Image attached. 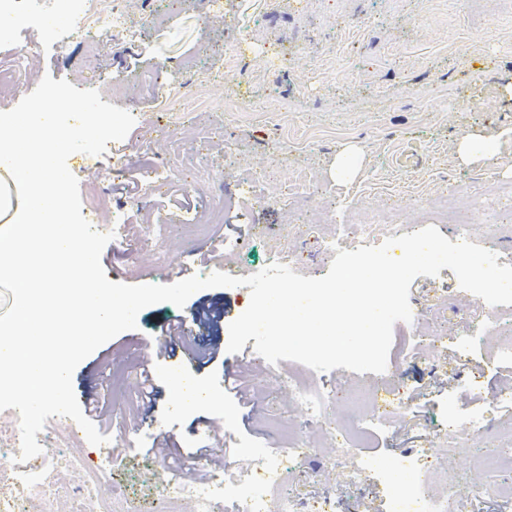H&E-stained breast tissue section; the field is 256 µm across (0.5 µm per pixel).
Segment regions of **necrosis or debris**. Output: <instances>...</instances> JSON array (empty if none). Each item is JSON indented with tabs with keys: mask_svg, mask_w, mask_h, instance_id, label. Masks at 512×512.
<instances>
[{
	"mask_svg": "<svg viewBox=\"0 0 512 512\" xmlns=\"http://www.w3.org/2000/svg\"><path fill=\"white\" fill-rule=\"evenodd\" d=\"M72 26L78 31L121 34L136 38V30L129 25L125 11L115 0H81L80 8L70 13ZM360 221L355 226L348 245L370 246L382 242L386 237L396 235L397 212L388 209L379 213L371 212L367 206L359 208ZM351 411L340 422L334 423L336 441L335 462L342 466L350 484L362 486L371 471L385 475L390 471L388 462L372 466L360 453L368 443V434L373 426L385 423L392 416L404 412L408 399L401 387L384 385L382 393H348ZM288 439L286 447L260 456L253 468L247 471L236 469L233 463H226L224 475L195 484L179 481L170 485L172 501H190L194 512H214L219 499L229 496L237 498L243 505L242 512H331L327 501L302 502L296 497L281 494L280 487L288 458L299 455L297 431L284 432ZM427 464L421 458H408L404 473L408 483L406 497H393L392 512H404L402 501L410 499L411 512H470L473 498L479 497L481 487H474L470 493L457 490L446 469L436 468L437 482H430L424 476Z\"/></svg>",
	"mask_w": 512,
	"mask_h": 512,
	"instance_id": "necrosis-or-debris-1",
	"label": "necrosis or debris"
}]
</instances>
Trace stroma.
I'll return each mask as SVG.
<instances>
[{
    "label": "stroma",
    "instance_id": "1",
    "mask_svg": "<svg viewBox=\"0 0 512 512\" xmlns=\"http://www.w3.org/2000/svg\"><path fill=\"white\" fill-rule=\"evenodd\" d=\"M121 2L130 25L141 32L137 40L116 35L102 45L69 24L48 32L42 18L23 17L11 41L0 43L5 68L14 65L21 48L34 49L16 85L0 93V110L14 107L49 75L97 89L102 101L135 118L124 140L70 166L83 211H90L96 197L107 205L93 221L98 231L115 233L102 252L105 272L120 268L127 284H156L164 271L179 267L198 275L219 270L245 277L267 267L270 245L286 232L293 271L321 277L347 234L349 210L364 201L379 209L394 206L399 234L432 224L450 241L468 239L496 251L499 264H512V234L494 231L495 224L512 222V212L496 204L499 186L512 183V97L505 91L512 82V0H223L219 14L207 0ZM158 9L169 12L161 31L148 27ZM237 43L243 48L238 69L211 82L204 106L175 117L171 101L195 91L185 58L205 68ZM153 72L162 88L145 83ZM233 96L258 103L259 111H225ZM471 135L498 138L495 162L461 158L458 144ZM347 145L359 147L363 161L353 179L339 183L330 170ZM145 157L160 173L187 166L207 178L176 179L166 193L145 196ZM297 170L308 185L305 202L295 205L286 195ZM217 189L251 199L211 225L209 236H198L194 228ZM442 195L477 211L481 225L440 222L433 204ZM208 303L223 306L226 325L206 339L218 346V358L194 367L179 341L163 340L162 330ZM249 303L248 288L218 287L196 292L181 308L169 302L144 308L136 329L105 343L72 376L77 399L93 393L106 401V414L94 424L109 444L90 445L71 419L49 417L37 435L44 451L34 462L56 484L50 500L36 497L29 476L15 463L18 444L0 447V471L19 474L25 485L14 508L0 512H74L84 495L80 473L101 464L106 472L95 489L99 501L125 499L139 512H158L169 496V481L177 477L176 458L219 441L225 458L246 468L282 448L279 429L289 424L301 428L310 449L290 461L283 492L332 500L334 512H390L384 484L371 478L359 490L333 471L316 418L284 385L295 362L248 365L250 342L244 353H228L227 325ZM410 305L412 322H396L395 334L418 325L436 328L442 339L436 348L389 359L386 375L404 387L409 405L404 415L375 426L364 454L374 464H398L423 452L446 456L463 485L484 488L473 512H512V498L492 491L512 482V471L481 477L469 465L472 453L512 440L506 430L512 404L488 414L485 432L457 438L452 452L443 453L440 441L449 419L486 414L471 383L488 393L512 392V360L497 359L496 334L469 344L482 317L451 269L417 277ZM228 362L243 365L254 411L225 392ZM145 368L159 386L148 415L137 386ZM182 370L205 392L219 394L222 407L175 404L163 378ZM165 437L175 448L160 459L151 449Z\"/></svg>",
    "mask_w": 512,
    "mask_h": 512
}]
</instances>
